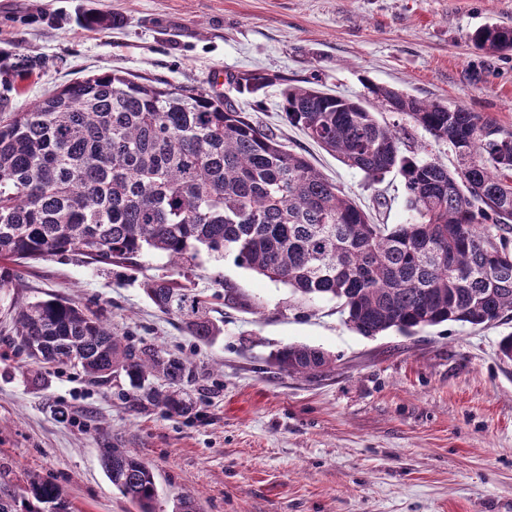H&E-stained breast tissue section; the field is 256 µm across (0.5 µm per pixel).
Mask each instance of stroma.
Wrapping results in <instances>:
<instances>
[{
	"label": "stroma",
	"instance_id": "stroma-1",
	"mask_svg": "<svg viewBox=\"0 0 512 512\" xmlns=\"http://www.w3.org/2000/svg\"><path fill=\"white\" fill-rule=\"evenodd\" d=\"M88 8L116 25L77 24ZM495 22L512 25V0H0V49L47 61L21 92L0 86V110L112 70L178 86L256 72L268 79L257 93L225 83L220 92L379 222L401 224L402 176L368 182L290 126L278 79L347 97L365 96L371 81L463 104L512 132V53L471 42ZM376 117L452 163L448 145L407 116ZM170 272L152 250L105 271L73 254L22 268L24 300H75L117 336L187 357L195 410L170 418L134 407L125 378L100 385L77 366H32L2 309L0 470L10 479L62 485L74 512H137L102 468L105 451L119 448L151 467L156 512H171L179 494L203 512H512V361L499 354L512 319L366 337L339 302L300 297L234 254L204 251L185 266L186 283L224 332L203 344L142 292ZM290 344L323 349L332 369L316 378L278 370L270 356Z\"/></svg>",
	"mask_w": 512,
	"mask_h": 512
}]
</instances>
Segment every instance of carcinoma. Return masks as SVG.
Masks as SVG:
<instances>
[{
    "label": "carcinoma",
    "instance_id": "1",
    "mask_svg": "<svg viewBox=\"0 0 512 512\" xmlns=\"http://www.w3.org/2000/svg\"><path fill=\"white\" fill-rule=\"evenodd\" d=\"M85 27L109 28L110 14L86 12ZM485 52H512V28L472 35ZM46 61L0 51V81L41 77ZM240 93L267 78L226 77ZM282 85L287 122L371 182L398 171L403 224H378L304 155L287 150L245 110L203 85L176 86L129 72L88 75L43 100L0 112V295L19 346L32 363L76 364L98 382L124 375L137 405L169 417L193 410L181 386L190 363L112 335L99 315L68 298L18 296L17 266L68 253L101 265L133 264L152 249L173 267L200 249L230 252L253 272L304 297L340 302L364 336L456 322L492 325L512 312V132L462 104L425 103L368 83L369 100ZM409 117L456 165L403 151L372 107ZM143 292L196 339L222 335L207 302L167 276ZM291 375L321 376L332 357L308 345L272 356ZM112 485L155 512L152 470L128 451L102 457ZM66 490L30 476L0 485V512H71Z\"/></svg>",
    "mask_w": 512,
    "mask_h": 512
}]
</instances>
